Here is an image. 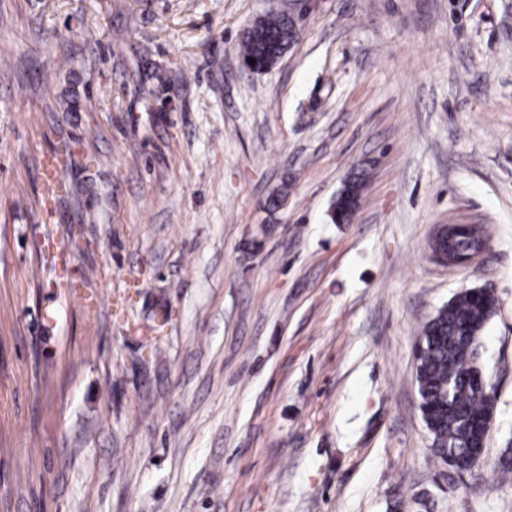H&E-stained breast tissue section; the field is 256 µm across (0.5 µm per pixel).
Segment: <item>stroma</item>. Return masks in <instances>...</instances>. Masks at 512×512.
Masks as SVG:
<instances>
[{"instance_id":"35a3bbf8","label":"stroma","mask_w":512,"mask_h":512,"mask_svg":"<svg viewBox=\"0 0 512 512\" xmlns=\"http://www.w3.org/2000/svg\"><path fill=\"white\" fill-rule=\"evenodd\" d=\"M293 8L0 0V512H512V0H314L250 73L245 28ZM452 224L489 239L448 268ZM485 285L460 477L415 346ZM362 187V173H353L336 197V202L331 213L332 220L336 221L337 216L339 220H344L348 217L350 212L358 207Z\"/></svg>"}]
</instances>
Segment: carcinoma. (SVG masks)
<instances>
[{"label":"carcinoma","instance_id":"1","mask_svg":"<svg viewBox=\"0 0 512 512\" xmlns=\"http://www.w3.org/2000/svg\"><path fill=\"white\" fill-rule=\"evenodd\" d=\"M298 38L292 16L268 15L246 28L241 42L243 59L266 66ZM363 187L354 173L336 197L331 218L344 220L355 210ZM472 228L453 227L450 243L433 248L452 250V261L469 258ZM492 293L465 290L437 310L424 326L416 348V382L423 421L432 436L434 454L444 463L483 457L488 403L475 380L480 364L479 339L495 313Z\"/></svg>","mask_w":512,"mask_h":512}]
</instances>
